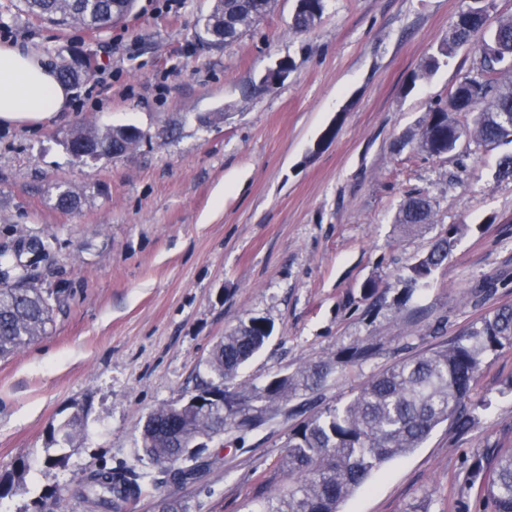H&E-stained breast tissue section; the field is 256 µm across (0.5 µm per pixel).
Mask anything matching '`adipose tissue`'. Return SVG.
<instances>
[{
  "label": "adipose tissue",
  "instance_id": "obj_1",
  "mask_svg": "<svg viewBox=\"0 0 512 512\" xmlns=\"http://www.w3.org/2000/svg\"><path fill=\"white\" fill-rule=\"evenodd\" d=\"M66 99L65 87L35 55L19 46L0 47V125L39 126Z\"/></svg>",
  "mask_w": 512,
  "mask_h": 512
}]
</instances>
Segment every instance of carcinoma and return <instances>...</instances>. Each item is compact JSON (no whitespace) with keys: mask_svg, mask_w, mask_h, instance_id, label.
<instances>
[{"mask_svg":"<svg viewBox=\"0 0 512 512\" xmlns=\"http://www.w3.org/2000/svg\"><path fill=\"white\" fill-rule=\"evenodd\" d=\"M292 30L304 34L322 19L326 0H299ZM274 0H215L204 18L199 39L215 45L240 40L271 9ZM22 11L53 23L96 29L112 26L123 17L131 0H21ZM489 0H471L438 49L424 66L428 74L455 49L480 35L481 69L461 80L450 101L438 103L424 113L415 144L419 151L439 157L455 149L453 134L460 124L459 112H475L474 126L467 133L479 146L508 141L512 126L503 116H512V82L499 83L512 73V16L488 24ZM89 59L66 64L59 70L64 83L75 84L95 76ZM147 133L135 125L86 126L71 133V144L89 154L104 157L102 148L115 149L112 158L131 153ZM57 206L72 209L76 194L56 186ZM430 200L421 194L409 197L399 208L395 223L408 232L433 222ZM456 229L439 235L430 250L406 268L409 288L428 282L443 265L455 243ZM13 274H0V358L35 341L53 321L57 297L38 287L19 265ZM272 332L264 319L252 317L231 329L208 361L209 377L200 380L189 395L175 404L153 410L141 432L144 457L175 483L193 479L204 465L206 442L226 431L250 430L301 393L320 386L335 363L321 361L291 374L279 375L253 390L234 384L242 364L259 351ZM512 348V306L497 309L469 331L430 352L403 359L371 378L342 405L328 407L303 422L288 436L279 468L288 483L269 498L258 512H339L340 504L361 487L382 464L409 454L441 423H459L474 382L490 351ZM375 353L371 344L348 349L338 361L355 364ZM58 432L71 443L84 433L83 419L74 414ZM487 469L476 463L469 476L478 496L490 501L493 512H512V453L493 454ZM25 463L0 475V498L24 489ZM148 473L125 462L101 465L81 480L79 495L93 509L120 512L122 504L140 497Z\"/></svg>","mask_w":512,"mask_h":512,"instance_id":"cac0c4a2","label":"carcinoma"}]
</instances>
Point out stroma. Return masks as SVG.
<instances>
[{"mask_svg": "<svg viewBox=\"0 0 512 512\" xmlns=\"http://www.w3.org/2000/svg\"><path fill=\"white\" fill-rule=\"evenodd\" d=\"M469 2L328 0L320 23L298 34L295 0H275L239 41L207 47L196 34L213 0H134L103 31L55 26L0 0L13 44L55 69L86 55L99 65L53 119L0 126V246L58 299L45 334L0 359V473L27 465L24 491L1 498L0 512H92L76 494L83 476L139 465L148 414L205 377L210 352L241 321L273 328L234 380L244 388L378 344L263 426L211 442L196 479L175 484L148 465L157 489L124 509L156 512L169 495L187 512H256L283 487L277 460L301 422L512 305L501 148L464 140L431 157L409 142L423 113L480 66L470 43L422 73ZM283 58L287 78L245 99ZM88 123L147 136L124 158L82 163L66 142ZM59 183L77 193L76 209L56 207ZM417 193L434 222L405 234L394 217ZM451 228L447 262L428 286L407 288L406 267ZM369 280L378 288L368 297ZM511 380L512 349L489 352L472 394L489 407L474 410L469 430L439 425L340 512H491L465 476L477 450H512ZM77 412L84 435L52 443L53 427Z\"/></svg>", "mask_w": 512, "mask_h": 512, "instance_id": "stroma-1", "label": "stroma"}]
</instances>
